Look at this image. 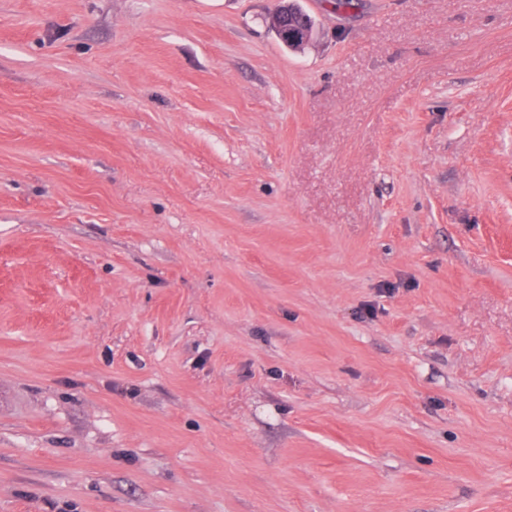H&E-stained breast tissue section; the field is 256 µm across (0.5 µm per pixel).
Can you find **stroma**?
<instances>
[{"instance_id": "stroma-1", "label": "stroma", "mask_w": 512, "mask_h": 512, "mask_svg": "<svg viewBox=\"0 0 512 512\" xmlns=\"http://www.w3.org/2000/svg\"><path fill=\"white\" fill-rule=\"evenodd\" d=\"M0 0V512H512V0ZM279 2L281 4L284 1ZM297 7L295 3H283L274 13V30L279 39L289 48L300 47L305 43L309 39L314 25L313 20L309 22V19L312 18L308 14L301 20L295 19L299 16Z\"/></svg>"}]
</instances>
